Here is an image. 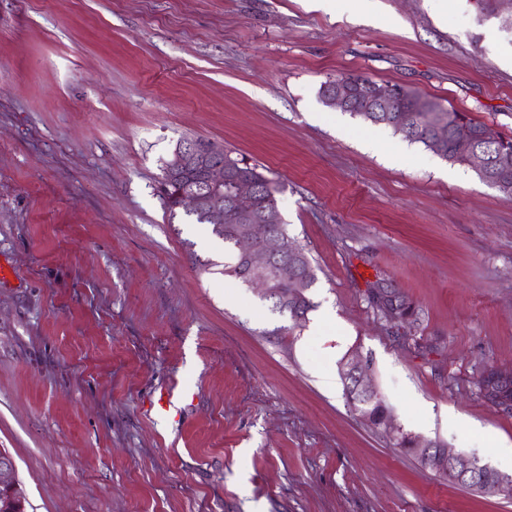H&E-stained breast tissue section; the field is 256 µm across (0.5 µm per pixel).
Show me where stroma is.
Segmentation results:
<instances>
[{
    "instance_id": "obj_1",
    "label": "stroma",
    "mask_w": 512,
    "mask_h": 512,
    "mask_svg": "<svg viewBox=\"0 0 512 512\" xmlns=\"http://www.w3.org/2000/svg\"><path fill=\"white\" fill-rule=\"evenodd\" d=\"M361 7L0 0V448L27 512H512L404 454L340 379L358 355L403 432L512 475V415L477 388L512 368V197L320 95L360 75L512 137V13ZM197 136L273 180L315 276L305 322L168 210L163 163ZM379 279L416 324L368 307ZM325 307L341 329L312 335Z\"/></svg>"
}]
</instances>
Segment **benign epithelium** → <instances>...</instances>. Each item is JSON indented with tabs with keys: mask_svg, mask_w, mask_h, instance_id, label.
I'll return each instance as SVG.
<instances>
[{
	"mask_svg": "<svg viewBox=\"0 0 512 512\" xmlns=\"http://www.w3.org/2000/svg\"><path fill=\"white\" fill-rule=\"evenodd\" d=\"M356 95L354 87L338 82L327 92L325 102L342 110L353 108ZM363 98L369 103L368 112H395L403 130L416 126L415 115L400 108L401 90L397 87L371 84L365 87ZM455 130L461 141V151L473 167L486 170L489 161L479 152L465 122L456 121ZM173 166L179 170L194 168L204 172L209 191H190L179 196L180 206L196 211H206L217 224L225 223L224 180L228 171L222 163L211 160L209 149L194 140H183L173 156ZM258 187L252 180L234 183L235 206L231 210L233 232L238 239V249L251 276L248 284L258 289L262 297L277 294L275 287L287 281H307L309 270L300 263L302 251L279 226L272 224L267 213H257L254 206ZM344 376L351 381L352 393L363 397L368 405L380 399L376 388L367 377L366 367L358 359L344 365ZM485 378L505 388L512 387V369L491 366L485 369ZM413 451L422 465L443 474L448 479L461 481L470 490L512 500V476L492 471L489 466L464 452L442 443L413 439ZM16 466L9 453L0 448V512H26L25 494L15 479Z\"/></svg>",
	"mask_w": 512,
	"mask_h": 512,
	"instance_id": "obj_1",
	"label": "benign epithelium"
}]
</instances>
